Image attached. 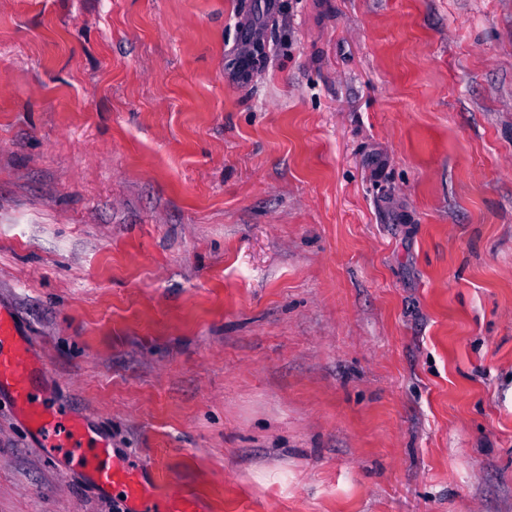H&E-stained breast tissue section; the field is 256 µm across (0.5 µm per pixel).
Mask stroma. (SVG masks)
<instances>
[{"instance_id":"obj_1","label":"stroma","mask_w":512,"mask_h":512,"mask_svg":"<svg viewBox=\"0 0 512 512\" xmlns=\"http://www.w3.org/2000/svg\"><path fill=\"white\" fill-rule=\"evenodd\" d=\"M269 3L0 0L33 383L162 512H512V0ZM0 512L130 510L1 389Z\"/></svg>"}]
</instances>
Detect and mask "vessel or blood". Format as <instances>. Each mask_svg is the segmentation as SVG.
Listing matches in <instances>:
<instances>
[{
	"label": "vessel or blood",
	"mask_w": 512,
	"mask_h": 512,
	"mask_svg": "<svg viewBox=\"0 0 512 512\" xmlns=\"http://www.w3.org/2000/svg\"><path fill=\"white\" fill-rule=\"evenodd\" d=\"M27 344L21 340L15 318L0 310V389H8L14 407L22 413L30 429L39 437H50L57 420L46 396L33 392L32 369L26 359ZM70 447L78 451V465L90 472L99 486L119 488L140 512L149 489L141 473L120 457L111 455L103 441H91L85 425L71 420L68 428Z\"/></svg>",
	"instance_id": "obj_1"
}]
</instances>
